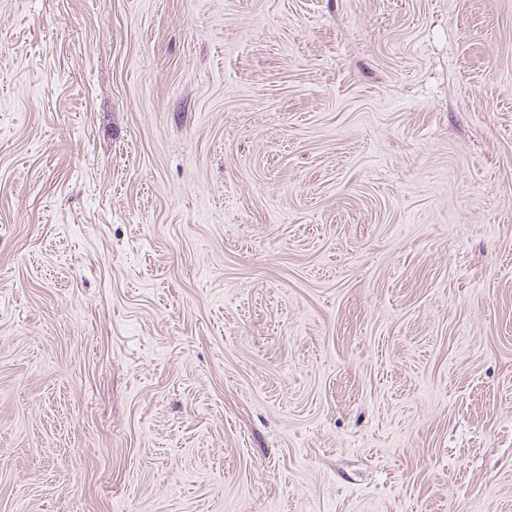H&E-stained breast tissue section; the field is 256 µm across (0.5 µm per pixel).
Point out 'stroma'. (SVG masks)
<instances>
[{
    "mask_svg": "<svg viewBox=\"0 0 512 512\" xmlns=\"http://www.w3.org/2000/svg\"><path fill=\"white\" fill-rule=\"evenodd\" d=\"M0 512H512V0H0Z\"/></svg>",
    "mask_w": 512,
    "mask_h": 512,
    "instance_id": "35a3bbf8",
    "label": "stroma"
}]
</instances>
